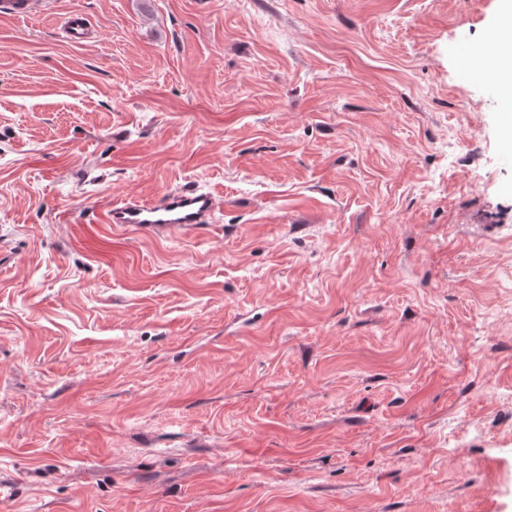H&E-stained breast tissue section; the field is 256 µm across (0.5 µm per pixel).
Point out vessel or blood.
Masks as SVG:
<instances>
[{
	"instance_id": "vessel-or-blood-1",
	"label": "vessel or blood",
	"mask_w": 512,
	"mask_h": 512,
	"mask_svg": "<svg viewBox=\"0 0 512 512\" xmlns=\"http://www.w3.org/2000/svg\"><path fill=\"white\" fill-rule=\"evenodd\" d=\"M54 0H0V18L28 20L51 11ZM63 38L72 44L89 42L93 31L87 15L73 11L61 21ZM220 205L210 192L197 187L169 189L149 198H127L101 215L104 224H121L165 236L174 230H192L211 223Z\"/></svg>"
}]
</instances>
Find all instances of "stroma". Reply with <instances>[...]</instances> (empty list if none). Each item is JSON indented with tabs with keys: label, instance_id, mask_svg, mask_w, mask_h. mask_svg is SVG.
Wrapping results in <instances>:
<instances>
[{
	"label": "stroma",
	"instance_id": "1",
	"mask_svg": "<svg viewBox=\"0 0 512 512\" xmlns=\"http://www.w3.org/2000/svg\"><path fill=\"white\" fill-rule=\"evenodd\" d=\"M497 5L0 19V512H512ZM187 182L214 223L96 221ZM62 37L71 44L89 42L95 36L87 15L82 11H72L61 20Z\"/></svg>",
	"mask_w": 512,
	"mask_h": 512
}]
</instances>
